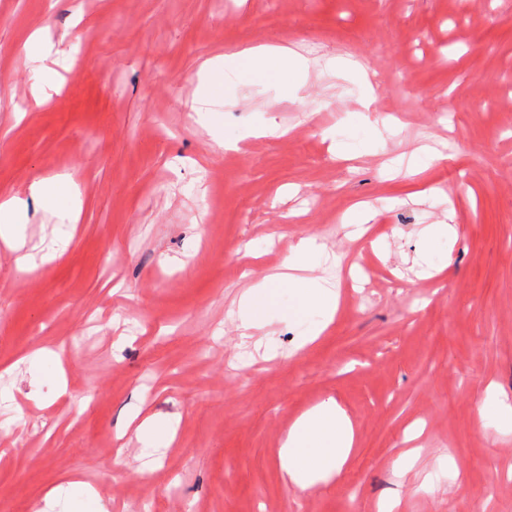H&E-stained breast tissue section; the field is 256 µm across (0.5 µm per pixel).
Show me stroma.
Returning a JSON list of instances; mask_svg holds the SVG:
<instances>
[{
  "label": "stroma",
  "mask_w": 512,
  "mask_h": 512,
  "mask_svg": "<svg viewBox=\"0 0 512 512\" xmlns=\"http://www.w3.org/2000/svg\"><path fill=\"white\" fill-rule=\"evenodd\" d=\"M36 31L64 79L45 106L21 58ZM258 44L307 61L305 103L229 74L211 106L225 135L286 133L225 150L194 120L196 73ZM358 65L376 73L368 108ZM392 116L374 155L323 136ZM422 145L441 157L417 169ZM57 175L80 191L76 226L29 211L30 274L0 244V512L71 481L109 512H380L394 496L395 512H512V435L478 413L492 381L512 403V0H0V197ZM432 186L448 205L422 199ZM360 202L379 214L353 241L341 220ZM448 208L452 262L418 277L419 231ZM311 235L358 277L314 346L274 319L276 355L256 357L238 297ZM41 347L65 385L32 388L23 358ZM331 398L357 444L338 481L293 495L279 448ZM155 414L174 434L146 470L135 430ZM414 424L419 459L395 475Z\"/></svg>",
  "instance_id": "stroma-1"
}]
</instances>
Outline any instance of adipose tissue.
I'll list each match as a JSON object with an SVG mask.
<instances>
[{
	"label": "adipose tissue",
	"instance_id": "adipose-tissue-1",
	"mask_svg": "<svg viewBox=\"0 0 512 512\" xmlns=\"http://www.w3.org/2000/svg\"><path fill=\"white\" fill-rule=\"evenodd\" d=\"M51 48L40 34H33L24 46L26 65L40 73L33 86L36 104H44L59 94L60 87L49 79L48 61ZM303 65L290 49L275 45H258L207 61L198 71V101L210 103L223 96L226 73L245 72L261 77L275 74L283 94L289 101L300 102L303 86L299 75ZM36 203L51 210L69 224L79 218L73 181L67 176L39 178L29 186L28 197L0 199V243L17 251L24 243L28 221V205ZM324 244L316 237H303L293 246L287 273L263 277L247 288L237 301V319L241 338L251 337L263 329L264 317L278 311L282 318L301 327L297 350L311 346L334 322L339 305L338 290L323 285L314 272L321 265ZM292 291L295 301L276 309V290ZM355 429L345 410L332 399L323 401L300 415L289 427L279 450L280 468L288 488L307 493L335 481L346 464L355 444Z\"/></svg>",
	"mask_w": 512,
	"mask_h": 512
}]
</instances>
